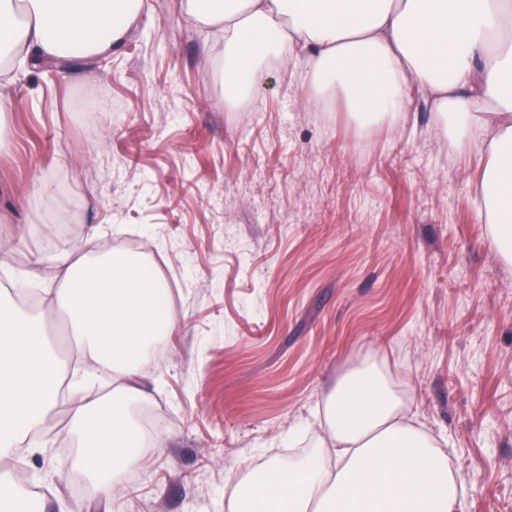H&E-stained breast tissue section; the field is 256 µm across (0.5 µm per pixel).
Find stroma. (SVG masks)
Listing matches in <instances>:
<instances>
[{"instance_id": "stroma-1", "label": "stroma", "mask_w": 512, "mask_h": 512, "mask_svg": "<svg viewBox=\"0 0 512 512\" xmlns=\"http://www.w3.org/2000/svg\"><path fill=\"white\" fill-rule=\"evenodd\" d=\"M223 54L177 0H145L111 55L32 59L0 81V294L35 267L51 287L53 259L90 238L134 239L175 320L130 405L165 447L143 449L121 494L74 466L65 404L0 472L23 470L29 512H229L225 484L287 462L293 427L314 449L337 377L376 355L470 480L460 512H512V266L477 219L474 169L418 96L397 126L364 128L344 103L314 111L275 64L228 110ZM13 301L63 374L112 394L111 369L77 362L53 310Z\"/></svg>"}]
</instances>
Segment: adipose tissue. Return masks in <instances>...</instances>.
I'll return each mask as SVG.
<instances>
[{
    "label": "adipose tissue",
    "mask_w": 512,
    "mask_h": 512,
    "mask_svg": "<svg viewBox=\"0 0 512 512\" xmlns=\"http://www.w3.org/2000/svg\"><path fill=\"white\" fill-rule=\"evenodd\" d=\"M181 16L224 45L228 107L263 85L266 65L288 64L324 106L342 98L365 126L395 124L424 97L437 130L477 148V216L499 258L512 264V0H177ZM143 0H0V71L28 57L83 61L119 47ZM49 305L76 350L122 381L118 397L86 401V377L62 379L38 321L0 303V459L42 434L61 393L75 460L107 496L141 462L145 439L128 411L144 398L137 375L149 347L175 324H157L162 287L129 256L90 245L59 256ZM413 398L386 361L342 374L324 400L327 437L289 465L270 461L228 490L231 512H458L465 477L447 442L411 418Z\"/></svg>",
    "instance_id": "1"
}]
</instances>
